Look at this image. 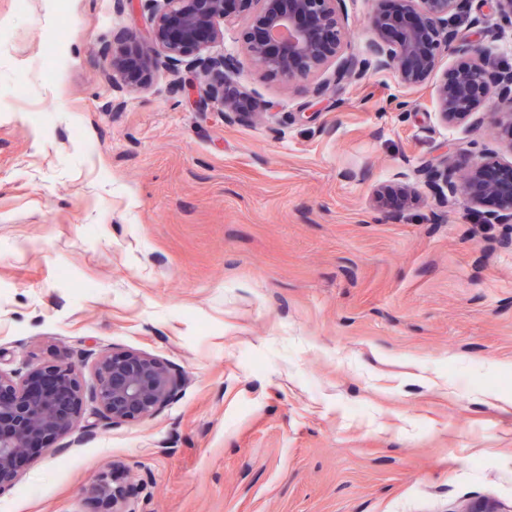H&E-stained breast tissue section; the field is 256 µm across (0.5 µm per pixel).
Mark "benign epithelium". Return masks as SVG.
I'll list each match as a JSON object with an SVG mask.
<instances>
[{
  "label": "benign epithelium",
  "mask_w": 512,
  "mask_h": 512,
  "mask_svg": "<svg viewBox=\"0 0 512 512\" xmlns=\"http://www.w3.org/2000/svg\"><path fill=\"white\" fill-rule=\"evenodd\" d=\"M370 21V58L342 56V19L339 0H160L153 34L143 44L129 31L113 39L112 71L125 85L144 88L151 69L162 59L176 68L200 70L203 86L185 83L182 93L212 104L231 122L251 116V95L231 88L227 73L235 63L224 57L201 58L208 45L223 39L224 25L235 13L247 18L245 40L251 63L261 72L300 83L335 65L334 77L317 84L314 98L340 93L360 80L371 65L395 72L408 88L435 75L440 56L452 54V76L436 84L435 110L446 125L467 123L492 96L509 109L489 114L512 149V70L490 67L478 41L459 34L466 0H401L388 11L384 0ZM491 158L471 165L459 179L448 169V156L426 166L424 186L440 206L463 197L472 205L478 224L512 223V177L498 174ZM97 416L112 424L134 423L165 406L181 379L163 360L140 351L104 352L94 359ZM83 388L79 370L71 362L33 367L18 377L0 369V490L14 481L20 463L42 454L53 441L83 427L80 410ZM98 512H127L123 491L102 477L93 485Z\"/></svg>",
  "instance_id": "obj_1"
}]
</instances>
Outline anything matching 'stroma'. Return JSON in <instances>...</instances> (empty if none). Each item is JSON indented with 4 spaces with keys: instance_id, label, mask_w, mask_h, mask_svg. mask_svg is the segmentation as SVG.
Wrapping results in <instances>:
<instances>
[{
    "instance_id": "1",
    "label": "stroma",
    "mask_w": 512,
    "mask_h": 512,
    "mask_svg": "<svg viewBox=\"0 0 512 512\" xmlns=\"http://www.w3.org/2000/svg\"><path fill=\"white\" fill-rule=\"evenodd\" d=\"M0 0V369L74 363L92 432L24 461L0 512H512V223L436 205L421 170L512 150L487 112L442 123L435 80L369 69L314 99L246 58L236 17L204 56L255 103L225 121L113 77V36L154 0ZM373 0H342L365 55ZM462 35L512 68V23L471 0ZM415 102L411 112L391 98ZM382 184L420 186L409 204ZM138 350L183 383L131 424L97 420L91 354ZM92 491L97 499L98 512H127L123 491L113 486L107 478L101 477L93 485Z\"/></svg>"
}]
</instances>
